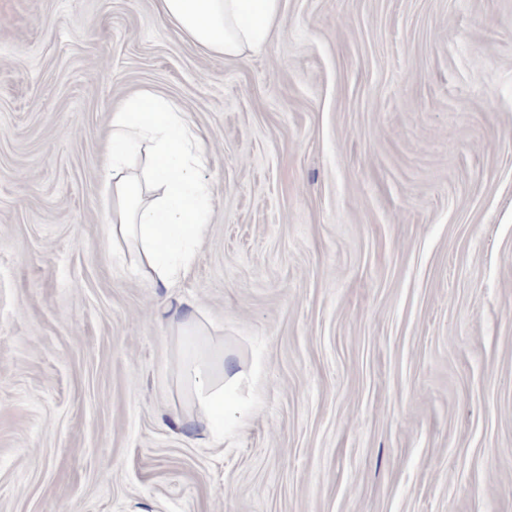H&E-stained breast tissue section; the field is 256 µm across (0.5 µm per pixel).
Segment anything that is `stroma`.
<instances>
[{"label": "stroma", "instance_id": "1", "mask_svg": "<svg viewBox=\"0 0 512 512\" xmlns=\"http://www.w3.org/2000/svg\"><path fill=\"white\" fill-rule=\"evenodd\" d=\"M203 140L162 288L108 241L113 112ZM243 377L186 432L168 317ZM512 512V0H282L205 51L157 0H0V512ZM200 315V310L192 304L174 310L169 317V324L172 336L175 337V344H179L183 336H188L193 331L199 332L201 329Z\"/></svg>", "mask_w": 512, "mask_h": 512}]
</instances>
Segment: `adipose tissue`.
<instances>
[{
	"label": "adipose tissue",
	"mask_w": 512,
	"mask_h": 512,
	"mask_svg": "<svg viewBox=\"0 0 512 512\" xmlns=\"http://www.w3.org/2000/svg\"><path fill=\"white\" fill-rule=\"evenodd\" d=\"M164 17L206 50L227 57L262 47L278 22L282 0H159ZM201 138L183 113L138 95L113 113L103 167L112 208L109 240L127 248L135 270L173 287L208 234L210 186L200 177ZM178 378L195 422L224 413V393L239 377L231 360L210 354L181 357Z\"/></svg>",
	"instance_id": "ef3b65f1"
}]
</instances>
